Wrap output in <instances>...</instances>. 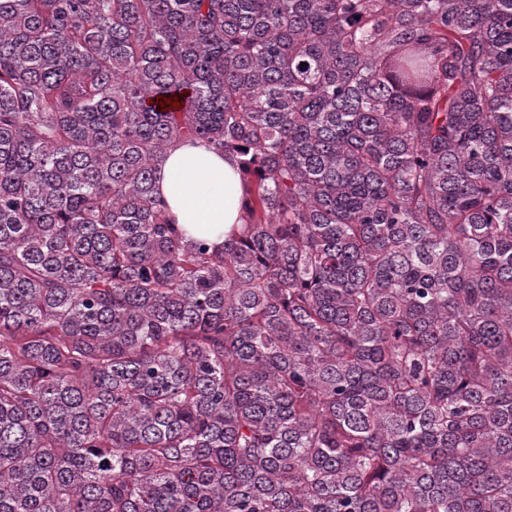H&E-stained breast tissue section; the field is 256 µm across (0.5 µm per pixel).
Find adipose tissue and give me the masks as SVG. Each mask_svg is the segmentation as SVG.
Instances as JSON below:
<instances>
[{
    "instance_id": "ef3b65f1",
    "label": "adipose tissue",
    "mask_w": 512,
    "mask_h": 512,
    "mask_svg": "<svg viewBox=\"0 0 512 512\" xmlns=\"http://www.w3.org/2000/svg\"><path fill=\"white\" fill-rule=\"evenodd\" d=\"M157 190L186 236L206 235L215 247L243 222V188L233 160L202 142H188L165 159Z\"/></svg>"
}]
</instances>
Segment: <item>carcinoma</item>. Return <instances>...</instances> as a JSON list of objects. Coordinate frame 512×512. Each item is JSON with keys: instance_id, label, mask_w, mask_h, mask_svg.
Here are the masks:
<instances>
[{"instance_id": "obj_1", "label": "carcinoma", "mask_w": 512, "mask_h": 512, "mask_svg": "<svg viewBox=\"0 0 512 512\" xmlns=\"http://www.w3.org/2000/svg\"><path fill=\"white\" fill-rule=\"evenodd\" d=\"M0 512H512V0H0ZM157 190L186 237L205 234L221 248L243 224V188L235 162L202 142L172 151L162 165Z\"/></svg>"}]
</instances>
